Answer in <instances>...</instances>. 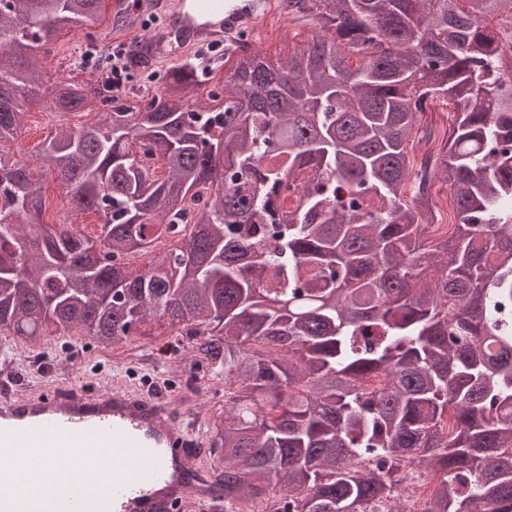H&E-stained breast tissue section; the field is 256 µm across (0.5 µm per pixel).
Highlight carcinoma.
Here are the masks:
<instances>
[{"label": "carcinoma", "mask_w": 512, "mask_h": 512, "mask_svg": "<svg viewBox=\"0 0 512 512\" xmlns=\"http://www.w3.org/2000/svg\"><path fill=\"white\" fill-rule=\"evenodd\" d=\"M100 10L0 0V51L20 62L0 67V144L33 99L98 110L0 159V331L114 348L165 319L196 340L224 368L209 448L224 512H408L411 468L436 476L422 512H512V81L487 23L512 0H297L319 32L277 66L224 56L214 109L185 108L203 90L191 60L137 107L104 70L38 96L24 61ZM440 97L456 117L423 173L406 139ZM34 166L60 178L70 223L46 228ZM435 179L456 223L428 242ZM90 212L95 240L72 229Z\"/></svg>", "instance_id": "carcinoma-1"}]
</instances>
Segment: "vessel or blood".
I'll list each match as a JSON object with an SVG mask.
<instances>
[{"mask_svg":"<svg viewBox=\"0 0 512 512\" xmlns=\"http://www.w3.org/2000/svg\"><path fill=\"white\" fill-rule=\"evenodd\" d=\"M275 0H113L112 12L135 25L159 15L147 36V60H178L185 50L231 44L273 10ZM195 425L138 391L28 398L0 389V512H180L198 501L220 512L208 485Z\"/></svg>","mask_w":512,"mask_h":512,"instance_id":"b4317fda","label":"vessel or blood"}]
</instances>
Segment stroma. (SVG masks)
I'll return each mask as SVG.
<instances>
[{"label": "stroma", "instance_id": "35a3bbf8", "mask_svg": "<svg viewBox=\"0 0 512 512\" xmlns=\"http://www.w3.org/2000/svg\"><path fill=\"white\" fill-rule=\"evenodd\" d=\"M258 36L252 44L267 61L277 63L298 51L315 31L314 21L280 11L262 18L256 25ZM84 35L83 29L59 34L54 39L53 58L38 60L39 86L53 87L70 74L76 58L74 48ZM455 117L453 105L443 98L430 100L419 113L406 147L412 162H419V143L425 137L435 142L446 139V131ZM94 112L85 110L57 115L28 113L13 141L0 144V158L14 159L35 155L44 141L59 131L94 121ZM143 369L173 392L184 393L190 410L203 421H218L224 408V376L212 371L208 362L192 350L185 337L175 335L164 322L142 327L130 344L116 349H103L88 337L70 331L53 336L42 344L0 343V374L13 373L15 390L22 395L65 389L73 378H80L87 392L101 388H138Z\"/></svg>", "mask_w": 512, "mask_h": 512}]
</instances>
